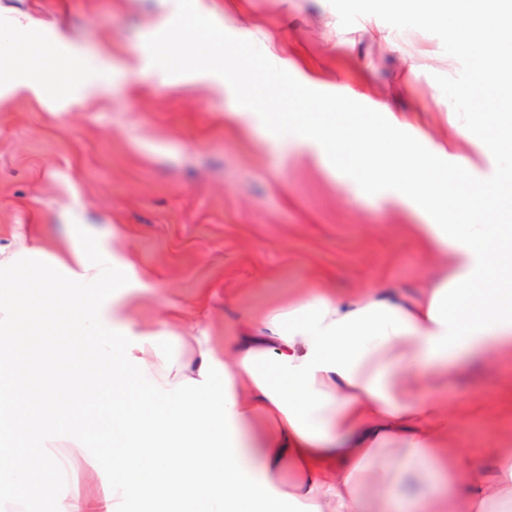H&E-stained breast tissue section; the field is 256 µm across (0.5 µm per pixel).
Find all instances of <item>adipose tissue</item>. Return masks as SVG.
<instances>
[{
    "label": "adipose tissue",
    "mask_w": 512,
    "mask_h": 512,
    "mask_svg": "<svg viewBox=\"0 0 512 512\" xmlns=\"http://www.w3.org/2000/svg\"><path fill=\"white\" fill-rule=\"evenodd\" d=\"M385 3L447 22L474 89L512 101V81L499 77L512 25L488 0ZM368 101L372 123L306 118L277 126L276 138L354 193L415 216L411 232L422 249L448 253L447 273L411 297L319 290L245 318L233 356L207 335L164 356L123 314L143 285L128 260L73 248L59 262L63 294L30 250L0 275V335L17 350L0 360L12 377L0 388V430L15 441L61 431L68 448L31 449L21 467L1 453L0 474L33 488L66 473L83 434L65 405L104 388L121 427L104 512L146 495L165 512H418L425 502L433 512H512V450L490 449L493 468L471 470L464 453L448 452L434 396L451 368L512 351V225L477 219L512 193L499 178L512 172V130L478 137V117L452 96L453 135L435 140L415 116Z\"/></svg>",
    "instance_id": "ef3b65f1"
}]
</instances>
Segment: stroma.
<instances>
[{"label": "stroma", "mask_w": 512, "mask_h": 512, "mask_svg": "<svg viewBox=\"0 0 512 512\" xmlns=\"http://www.w3.org/2000/svg\"><path fill=\"white\" fill-rule=\"evenodd\" d=\"M229 1L195 6L228 34L275 46L299 82L314 77L343 95L369 80V94L421 113L428 135H451L433 94L467 83L470 63L446 25L376 15L421 49L412 74L348 0H233L243 28L230 24ZM176 12V0H0V22L14 27L0 36V58L15 57L23 38L75 70L96 56L106 76L98 94L77 99L31 71L0 74V259L25 236L66 258V226L83 225L145 282L129 309L136 332L157 335L176 306L177 335L203 331L222 349L242 315L287 306L313 286L351 294L383 280L407 295L447 267L446 253L409 239L413 216L351 194L307 156L276 147L267 128L227 120L234 95L152 65L146 41ZM509 383L512 358L495 351L449 372L440 388L449 447L482 466L487 448H512ZM72 418L94 425L81 449L94 468L79 479L45 475L38 490L0 489V512H62L74 492L93 495L110 479L109 393Z\"/></svg>", "instance_id": "35a3bbf8"}]
</instances>
